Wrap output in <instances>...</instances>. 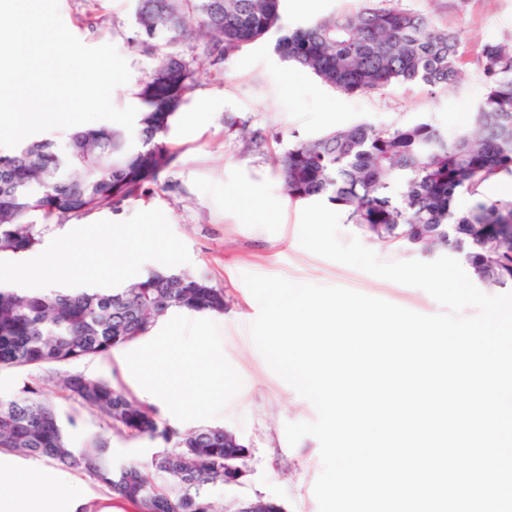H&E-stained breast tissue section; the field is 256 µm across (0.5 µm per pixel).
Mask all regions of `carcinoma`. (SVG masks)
Here are the masks:
<instances>
[{
	"label": "carcinoma",
	"instance_id": "obj_1",
	"mask_svg": "<svg viewBox=\"0 0 512 512\" xmlns=\"http://www.w3.org/2000/svg\"><path fill=\"white\" fill-rule=\"evenodd\" d=\"M133 43L156 64L135 96L136 136L118 124L80 127L63 151L35 139L0 154V254L34 250L52 224L114 209L155 188L177 158L167 142L188 94L200 85L195 58L163 51L204 38L227 62L244 46L274 38L279 57L344 94L396 85L458 83L459 35L427 14L361 0L347 13L294 28L282 0H134ZM478 64L486 90L472 127L452 137L430 122L361 123L293 142L275 159L292 201L325 200L363 236L407 252L454 255L487 288H512V198L485 186L512 177V38L488 43ZM467 195L465 211L456 198ZM174 309L224 312V289L205 277L152 271L111 292L59 289L18 293L0 287V369L40 368L106 357L147 335ZM68 397L121 434L160 440L150 460L116 467L108 440L75 452L55 406L37 383L0 398V452L43 457L79 470L133 512H223L208 485L224 481V461L246 448L224 446V429L180 432L157 409L120 387L65 375Z\"/></svg>",
	"mask_w": 512,
	"mask_h": 512
}]
</instances>
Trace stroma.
Listing matches in <instances>:
<instances>
[{
  "instance_id": "35a3bbf8",
  "label": "stroma",
  "mask_w": 512,
  "mask_h": 512,
  "mask_svg": "<svg viewBox=\"0 0 512 512\" xmlns=\"http://www.w3.org/2000/svg\"><path fill=\"white\" fill-rule=\"evenodd\" d=\"M387 3L430 14L459 33L465 50L460 82L448 88L414 84L346 95L284 62L269 42L244 47L224 66L223 81L213 82L208 78L213 70L209 58L199 56L201 85L181 107L168 135L177 152L167 173L168 189L130 200L117 211L103 206L81 220L53 225L37 248L43 261L34 275L48 287L73 291L90 276L105 289L151 270L202 275L223 289V313L171 311L148 335L107 358L34 370L2 369L0 396L21 395L26 384L40 381L57 408L70 446L79 450L108 439L113 463L120 467L150 459L157 442L108 430L97 412L67 399L56 382L77 373L122 385L138 401L156 406L173 428L221 427L249 446L245 483L210 485L216 504L225 507L240 498L260 496L282 504L286 512H319L313 494L321 471L319 442L306 436L288 445L284 430L289 422L314 421L316 410L270 369L254 345L249 326L259 306L243 274L345 287L425 315L440 313L441 307L421 289L302 248L298 235L304 204L284 195L272 158L295 141L363 122L388 126L429 121L448 134L469 128L484 91L477 62L480 51L487 43L512 37V0ZM133 10V0H59L64 24L83 44H113L127 62L130 80L112 94L119 108L135 104V93L154 64L152 57L128 43ZM228 118L257 134V142L244 146L237 131L225 126ZM189 121L195 133L182 136L179 129ZM62 237L74 244L73 265L65 271L46 257L50 244ZM114 252L131 256L130 264L118 273L106 262ZM198 335L224 362V393L215 399L205 398L206 383L186 377L195 357L189 343ZM153 352L166 358L154 371L164 385L160 393L149 391L136 370L138 361ZM55 470L82 495L85 512H128L86 475L61 464Z\"/></svg>"
}]
</instances>
